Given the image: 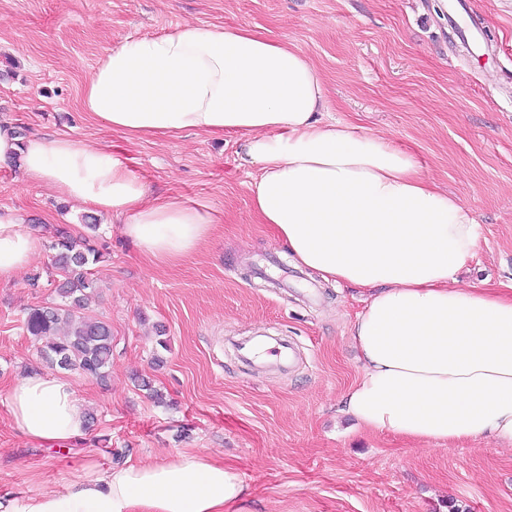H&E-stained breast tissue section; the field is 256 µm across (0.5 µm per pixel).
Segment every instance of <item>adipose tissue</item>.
Returning <instances> with one entry per match:
<instances>
[{
  "label": "adipose tissue",
  "instance_id": "obj_1",
  "mask_svg": "<svg viewBox=\"0 0 512 512\" xmlns=\"http://www.w3.org/2000/svg\"><path fill=\"white\" fill-rule=\"evenodd\" d=\"M82 109L127 137L236 133L258 175L252 210L297 267L367 293L349 336L361 374L341 398L367 430L420 444L487 439L512 447V293L461 286L480 227L470 208L389 138L325 120L324 82L288 42L248 26L182 24L125 39L88 77ZM94 214L151 263L196 252L224 218L177 196H149L109 147L68 136L20 137L0 120V167ZM41 239L0 208V280L28 268ZM30 439L86 433L84 401L65 375L35 370L8 391ZM240 473L210 457L110 467L0 512H241Z\"/></svg>",
  "mask_w": 512,
  "mask_h": 512
}]
</instances>
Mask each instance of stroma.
Listing matches in <instances>:
<instances>
[{"label": "stroma", "instance_id": "1", "mask_svg": "<svg viewBox=\"0 0 512 512\" xmlns=\"http://www.w3.org/2000/svg\"><path fill=\"white\" fill-rule=\"evenodd\" d=\"M485 36L470 54L438 0H0V119L24 132L69 136L120 151L156 195L223 214L209 241L158 266L98 217L99 288L88 313L112 328L106 383L75 378L91 414L83 439H27L7 392L46 369L30 308L56 303L43 250L0 280V495L24 500L91 469L196 452L239 470L243 512H512V451L488 440L442 447L365 430L339 400L360 374L351 322L362 289L306 270L286 286L287 248L251 209L257 169L237 134L130 140L90 119L82 88L129 36L192 22L249 26L303 52L319 70L337 121L382 134L468 205L480 226L463 282L512 286V0H462ZM0 207L50 243L56 229L87 235L88 215L0 168ZM294 269V268H293ZM289 340L299 358L278 370L243 364L236 341ZM150 381L165 400L138 388Z\"/></svg>", "mask_w": 512, "mask_h": 512}]
</instances>
